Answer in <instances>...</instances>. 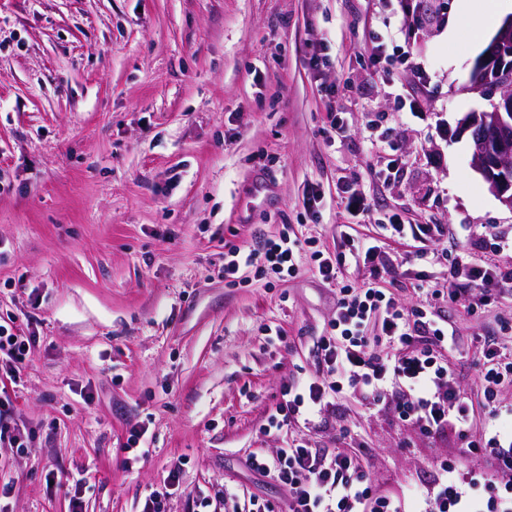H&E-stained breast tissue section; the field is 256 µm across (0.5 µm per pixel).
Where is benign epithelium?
<instances>
[{
  "instance_id": "7a95c632",
  "label": "benign epithelium",
  "mask_w": 512,
  "mask_h": 512,
  "mask_svg": "<svg viewBox=\"0 0 512 512\" xmlns=\"http://www.w3.org/2000/svg\"><path fill=\"white\" fill-rule=\"evenodd\" d=\"M494 53L479 57L470 74V89H492L499 97L491 110L469 113L461 131L470 133L472 164L488 188L512 210V14L492 38Z\"/></svg>"
}]
</instances>
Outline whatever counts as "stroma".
<instances>
[{
	"label": "stroma",
	"mask_w": 512,
	"mask_h": 512,
	"mask_svg": "<svg viewBox=\"0 0 512 512\" xmlns=\"http://www.w3.org/2000/svg\"><path fill=\"white\" fill-rule=\"evenodd\" d=\"M458 4L417 0L406 15L397 0H0V317L36 338L19 378L0 363L8 421L31 435L24 453L0 450L13 481L0 512H69L50 472L80 478L85 512H139L174 467L166 512L203 499L242 512L253 495L280 504L244 459L300 432L365 456L376 494L406 512L408 487H432L440 460L495 474L467 439L420 435L393 401L357 393L312 425L265 433L283 386L321 372L315 343L336 293L306 267L236 286L222 273L229 248L284 227L345 250L336 187L355 180L368 205L356 235L380 250L374 267L346 263L343 280L380 271L400 305L448 318L447 358L476 397L481 342L512 326V289L477 304L418 288L420 275L446 278L492 224L504 245L481 256L512 265V210L459 132L490 100L466 88L486 46L451 29ZM375 32L389 36L382 66ZM417 70L427 109L412 113L400 97ZM323 84L338 88L344 136L327 131ZM312 183L324 194L314 215L302 207ZM394 213L442 225L428 260L419 241L382 237L377 221ZM135 427L145 447H128Z\"/></svg>",
	"instance_id": "obj_1"
}]
</instances>
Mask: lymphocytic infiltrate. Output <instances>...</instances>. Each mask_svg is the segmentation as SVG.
I'll return each mask as SVG.
<instances>
[{
	"instance_id": "lymphocytic-infiltrate-1",
	"label": "lymphocytic infiltrate",
	"mask_w": 512,
	"mask_h": 512,
	"mask_svg": "<svg viewBox=\"0 0 512 512\" xmlns=\"http://www.w3.org/2000/svg\"><path fill=\"white\" fill-rule=\"evenodd\" d=\"M305 251L317 276L335 287L336 310L317 343L321 374L283 387L268 428L311 421L342 395L357 392L372 403L393 395L399 419L420 433H464L473 428L476 406L495 409L500 387L512 386V351L489 343L483 352L481 400L472 402L456 387L454 372L441 354L455 333L447 320L424 306L405 309L377 281L339 284L338 269L345 256L314 249L311 240L288 230L260 238L248 250L230 249L224 256V276L234 284L243 283L249 271L290 277L299 273ZM503 283H512V267H493L465 252L450 263L445 283L431 281L427 289L450 296L464 290L484 294ZM474 445L500 461L502 478L494 497L512 503V443L503 444L499 433L485 429ZM245 463L282 488L288 512H402L400 504L375 496L363 461L353 452L314 448L296 437L274 455L249 453ZM420 498L422 512H473L455 466L445 461L437 467L432 488Z\"/></svg>"
}]
</instances>
